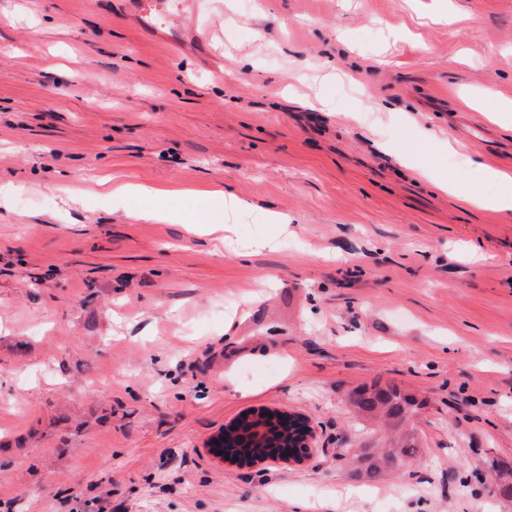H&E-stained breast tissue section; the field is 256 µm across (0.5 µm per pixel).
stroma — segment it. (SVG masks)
I'll return each mask as SVG.
<instances>
[{"instance_id": "1", "label": "stroma", "mask_w": 512, "mask_h": 512, "mask_svg": "<svg viewBox=\"0 0 512 512\" xmlns=\"http://www.w3.org/2000/svg\"><path fill=\"white\" fill-rule=\"evenodd\" d=\"M151 16L0 0V512H512V218L461 201L481 169L449 157L453 196L402 163L452 140L512 172V0H199L204 45ZM101 176L254 211L226 247ZM373 387L420 408L371 481ZM261 408L309 457L213 455ZM409 442H415L411 435L399 437V443L394 448H387L382 454H377L374 448H361L359 454L355 456L358 464L355 471L365 473L369 478H376L384 473L387 468H397L401 463L402 457L411 456L415 453V448Z\"/></svg>"}]
</instances>
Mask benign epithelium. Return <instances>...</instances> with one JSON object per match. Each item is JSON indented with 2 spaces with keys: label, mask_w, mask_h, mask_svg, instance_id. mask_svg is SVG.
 Returning <instances> with one entry per match:
<instances>
[{
  "label": "benign epithelium",
  "mask_w": 512,
  "mask_h": 512,
  "mask_svg": "<svg viewBox=\"0 0 512 512\" xmlns=\"http://www.w3.org/2000/svg\"><path fill=\"white\" fill-rule=\"evenodd\" d=\"M296 428L301 430V436L292 443H281L275 448L276 460L290 462L302 458L300 448L310 446L314 431L299 424L297 419L278 413H268L266 410L253 411L241 417L221 433L224 438V454L221 460L236 463L240 466H253L267 461L266 455L252 451V448L264 443L271 437L272 432L280 429Z\"/></svg>",
  "instance_id": "benign-epithelium-1"
}]
</instances>
